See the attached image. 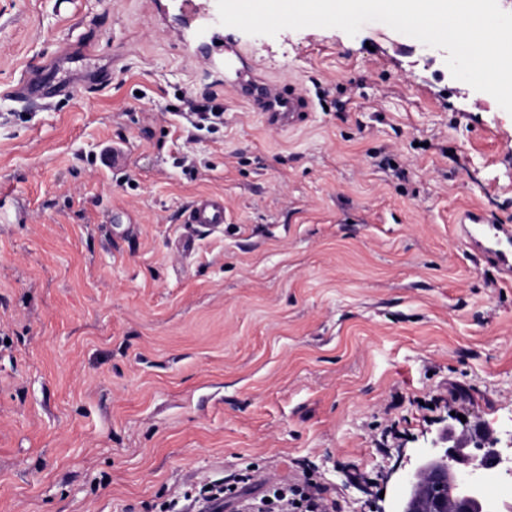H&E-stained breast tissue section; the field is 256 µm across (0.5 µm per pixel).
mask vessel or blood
<instances>
[{"mask_svg":"<svg viewBox=\"0 0 512 512\" xmlns=\"http://www.w3.org/2000/svg\"><path fill=\"white\" fill-rule=\"evenodd\" d=\"M224 87L235 97L268 113L271 121L299 123L311 106L308 91L301 86L284 88L258 80L248 56L236 45L224 46ZM185 221L208 229L224 222V199L217 195L196 197L185 212ZM455 222L461 238L473 245L478 257L495 265L505 281H512V226L493 224L478 209L458 213Z\"/></svg>","mask_w":512,"mask_h":512,"instance_id":"obj_1","label":"vessel or blood"}]
</instances>
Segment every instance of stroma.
<instances>
[{
	"label": "stroma",
	"mask_w": 512,
	"mask_h": 512,
	"mask_svg": "<svg viewBox=\"0 0 512 512\" xmlns=\"http://www.w3.org/2000/svg\"><path fill=\"white\" fill-rule=\"evenodd\" d=\"M192 6L0 0V512L308 475L398 512L442 428L512 425V282L453 224L512 225V114L385 23L271 37ZM227 41L314 96L303 122L225 96ZM25 73L32 108L2 94ZM208 96L198 131L178 109ZM201 194L217 229L183 221ZM189 112H192L191 125L194 128L224 123V109L219 106L194 105L189 103Z\"/></svg>",
	"instance_id": "stroma-1"
}]
</instances>
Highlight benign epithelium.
Masks as SVG:
<instances>
[{
    "mask_svg": "<svg viewBox=\"0 0 512 512\" xmlns=\"http://www.w3.org/2000/svg\"><path fill=\"white\" fill-rule=\"evenodd\" d=\"M442 440L453 445L442 455H426L403 479L399 512H488L482 496L463 481V476L488 471L501 459L498 439L483 430L477 441L448 430Z\"/></svg>",
    "mask_w": 512,
    "mask_h": 512,
    "instance_id": "benign-epithelium-1",
    "label": "benign epithelium"
}]
</instances>
